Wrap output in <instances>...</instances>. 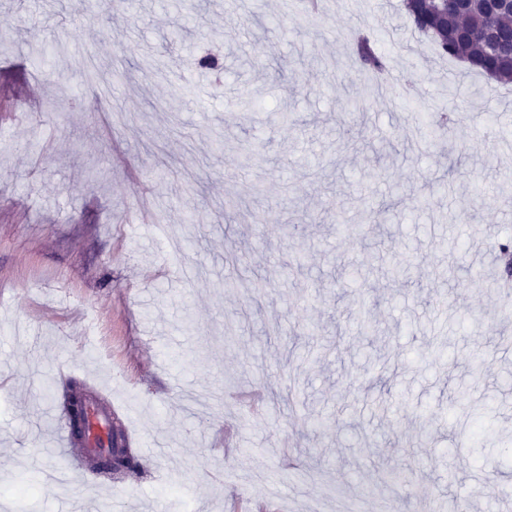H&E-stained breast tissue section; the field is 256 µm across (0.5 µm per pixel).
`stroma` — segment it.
I'll list each match as a JSON object with an SVG mask.
<instances>
[{"mask_svg": "<svg viewBox=\"0 0 512 512\" xmlns=\"http://www.w3.org/2000/svg\"><path fill=\"white\" fill-rule=\"evenodd\" d=\"M320 9L0 0V492L30 487L17 512H512V294L479 277L512 240V83L439 56L402 0ZM360 30L413 96L389 86L354 120L377 83ZM453 80L472 119L427 140ZM91 380L143 475L42 482L49 407ZM354 53L363 71L380 74L389 69L388 59L379 51L374 40L366 35L356 39Z\"/></svg>", "mask_w": 512, "mask_h": 512, "instance_id": "35a3bbf8", "label": "stroma"}]
</instances>
